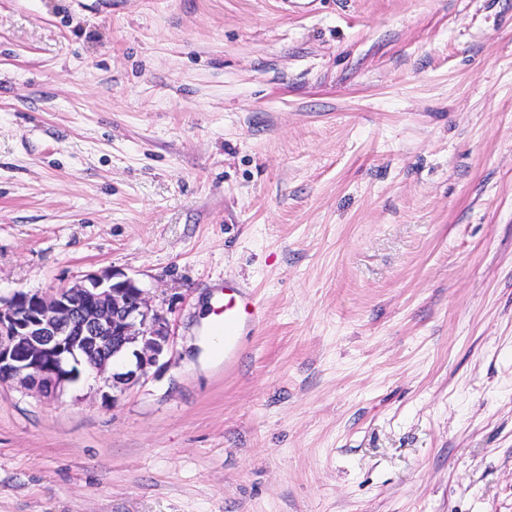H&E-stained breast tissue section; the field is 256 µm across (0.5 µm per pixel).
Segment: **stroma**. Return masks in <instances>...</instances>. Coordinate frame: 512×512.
Wrapping results in <instances>:
<instances>
[{
    "instance_id": "obj_1",
    "label": "stroma",
    "mask_w": 512,
    "mask_h": 512,
    "mask_svg": "<svg viewBox=\"0 0 512 512\" xmlns=\"http://www.w3.org/2000/svg\"><path fill=\"white\" fill-rule=\"evenodd\" d=\"M103 269L170 351L0 383V512H512V0H0V296ZM222 292L217 310L223 321L224 354L228 357L236 350L242 332L259 324V302L243 285L224 283Z\"/></svg>"
}]
</instances>
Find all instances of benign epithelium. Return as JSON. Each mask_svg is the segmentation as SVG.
<instances>
[{"instance_id":"obj_1","label":"benign epithelium","mask_w":512,"mask_h":512,"mask_svg":"<svg viewBox=\"0 0 512 512\" xmlns=\"http://www.w3.org/2000/svg\"><path fill=\"white\" fill-rule=\"evenodd\" d=\"M167 315L139 282L110 270L73 286L0 297V382L54 395L89 369L114 388L137 384L170 349Z\"/></svg>"}]
</instances>
